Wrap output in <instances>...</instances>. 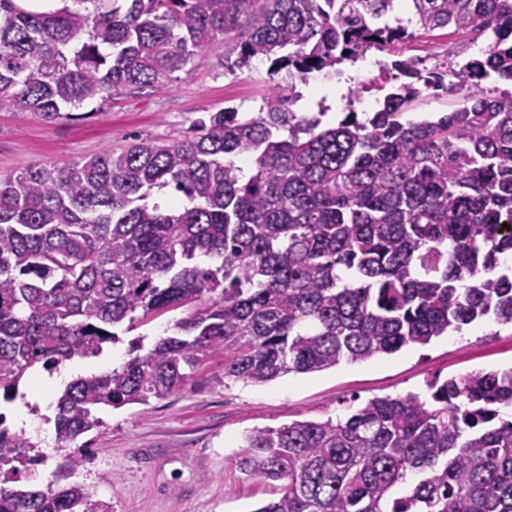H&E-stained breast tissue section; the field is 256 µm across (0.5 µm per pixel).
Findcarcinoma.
Wrapping results in <instances>:
<instances>
[{
	"label": "carcinoma",
	"mask_w": 512,
	"mask_h": 512,
	"mask_svg": "<svg viewBox=\"0 0 512 512\" xmlns=\"http://www.w3.org/2000/svg\"><path fill=\"white\" fill-rule=\"evenodd\" d=\"M394 2L71 0L33 12L0 0V112L47 122L163 93L211 53L302 79L374 49L406 78L362 119L324 127L288 109L292 86L276 82L257 114L212 112L177 143L136 138L0 179L4 402L30 369L96 357L114 328L188 308L173 334L148 349L134 339L120 367L66 386L56 448L103 427L105 408L168 396L209 350L224 351V378L264 384L484 320L512 329V92L497 86L512 83V0H408L407 20ZM444 29L487 44L444 71L393 52ZM448 74L463 104L405 118ZM428 392L246 432L235 465L280 483L254 512H512V368ZM37 447L0 412V512H112L71 481L83 453L43 487L12 486L17 461L36 475Z\"/></svg>",
	"instance_id": "obj_1"
}]
</instances>
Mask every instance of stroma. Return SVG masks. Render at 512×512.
Here are the masks:
<instances>
[{
  "instance_id": "stroma-1",
  "label": "stroma",
  "mask_w": 512,
  "mask_h": 512,
  "mask_svg": "<svg viewBox=\"0 0 512 512\" xmlns=\"http://www.w3.org/2000/svg\"><path fill=\"white\" fill-rule=\"evenodd\" d=\"M476 42L442 31L420 33L401 51L422 47L473 56ZM272 82L268 64L225 69L219 56L177 72L170 89L102 106V115L48 123L28 112H0V175L35 164L83 161L134 138L176 142L192 122L233 106L256 114ZM512 366V330L490 321L363 362H344L312 374L287 375L264 385L224 379V353L204 356L187 383L149 405L104 413V427L86 435L91 460L77 470L92 498L112 512H255L274 487L244 478L234 459L249 430L296 420L346 416L369 399L426 393L429 382Z\"/></svg>"
}]
</instances>
